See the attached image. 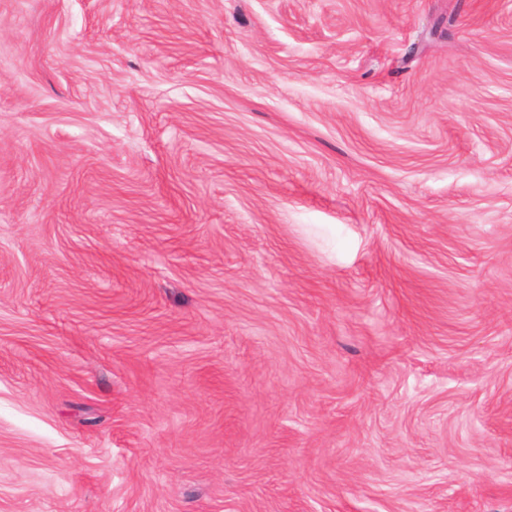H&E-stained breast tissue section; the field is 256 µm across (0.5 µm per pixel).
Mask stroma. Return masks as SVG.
Here are the masks:
<instances>
[{"label": "stroma", "instance_id": "1", "mask_svg": "<svg viewBox=\"0 0 512 512\" xmlns=\"http://www.w3.org/2000/svg\"><path fill=\"white\" fill-rule=\"evenodd\" d=\"M0 512H512V0H0Z\"/></svg>", "mask_w": 512, "mask_h": 512}]
</instances>
